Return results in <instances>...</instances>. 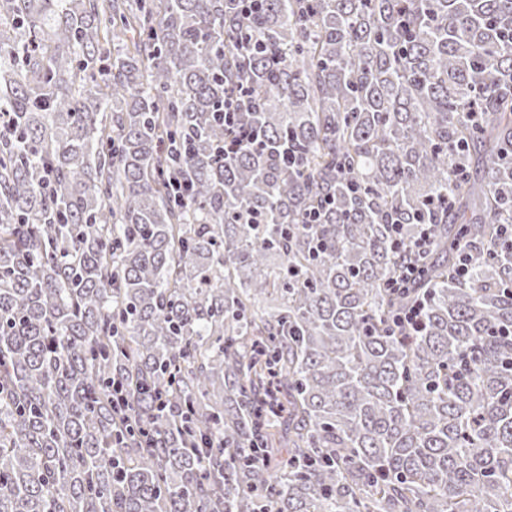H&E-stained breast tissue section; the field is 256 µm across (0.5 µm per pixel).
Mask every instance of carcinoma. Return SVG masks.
<instances>
[{
  "instance_id": "cac0c4a2",
  "label": "carcinoma",
  "mask_w": 512,
  "mask_h": 512,
  "mask_svg": "<svg viewBox=\"0 0 512 512\" xmlns=\"http://www.w3.org/2000/svg\"><path fill=\"white\" fill-rule=\"evenodd\" d=\"M243 5L0 0V512H512V0ZM433 233V224H421L420 233L411 244L407 259H404L397 274L389 283L391 292H404L405 288L420 278L422 262L431 245ZM424 304L416 302L412 306L399 310L391 319V330L393 335H402L416 330L420 323Z\"/></svg>"
}]
</instances>
